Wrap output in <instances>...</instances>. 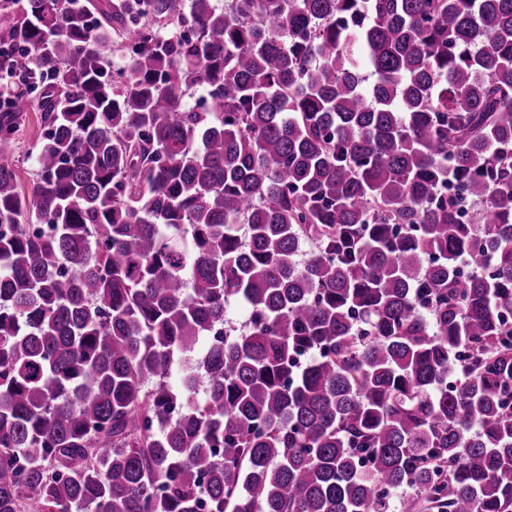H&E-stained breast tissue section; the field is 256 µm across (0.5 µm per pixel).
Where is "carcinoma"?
Segmentation results:
<instances>
[{
	"mask_svg": "<svg viewBox=\"0 0 512 512\" xmlns=\"http://www.w3.org/2000/svg\"><path fill=\"white\" fill-rule=\"evenodd\" d=\"M0 81V512H512V0H0ZM43 126L40 121V112L36 107H29L24 112L20 128L15 135L14 152L15 168L19 183L29 187L35 178L36 168L34 159L43 137Z\"/></svg>",
	"mask_w": 512,
	"mask_h": 512,
	"instance_id": "carcinoma-1",
	"label": "carcinoma"
}]
</instances>
